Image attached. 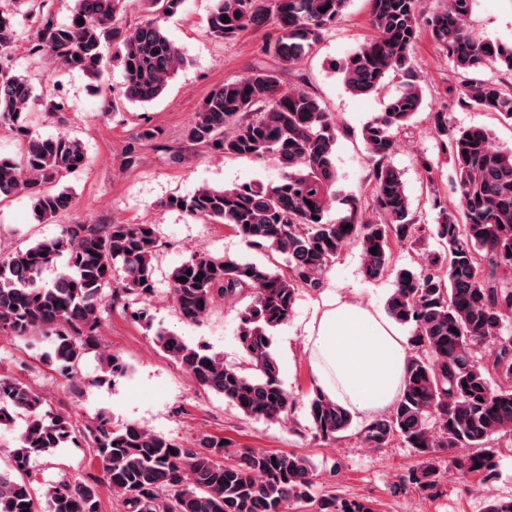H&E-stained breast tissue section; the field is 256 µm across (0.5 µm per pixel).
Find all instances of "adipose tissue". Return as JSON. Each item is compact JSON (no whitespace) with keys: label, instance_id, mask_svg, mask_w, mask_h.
<instances>
[{"label":"adipose tissue","instance_id":"obj_1","mask_svg":"<svg viewBox=\"0 0 512 512\" xmlns=\"http://www.w3.org/2000/svg\"><path fill=\"white\" fill-rule=\"evenodd\" d=\"M304 350L316 390L360 421L370 422L400 394L409 341L375 307L326 294L305 326Z\"/></svg>","mask_w":512,"mask_h":512}]
</instances>
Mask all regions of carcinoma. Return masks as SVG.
I'll use <instances>...</instances> for the list:
<instances>
[{
    "label": "carcinoma",
    "instance_id": "obj_1",
    "mask_svg": "<svg viewBox=\"0 0 512 512\" xmlns=\"http://www.w3.org/2000/svg\"><path fill=\"white\" fill-rule=\"evenodd\" d=\"M183 2L75 0L66 22L32 3L38 18L28 52L45 57L53 68L98 78L110 45L125 99L143 105L159 97L185 64L161 25L162 17L177 13ZM347 4L216 0L206 34L223 41L249 28L271 26L275 37L264 52L277 66L255 65L212 90L186 138L226 157L270 162L280 177L269 185L202 186L189 197L169 198L166 206L232 227L250 249L280 255L284 267L195 254L170 273V296L186 324L204 323L219 300H247L239 311L238 339L249 370L224 363L222 356L188 344L173 331H156V342L198 386L224 397L245 417L277 420L292 409L293 400L278 378L271 331L292 316L298 292L321 290L329 266L346 246L356 244L367 277L395 275L387 313L413 331L401 396L388 415L360 429V442L380 448L398 436L414 449L418 463L395 485L397 492L437 497L450 471L477 476L489 486L509 450L501 439L512 442V337L503 335L512 323V150L495 147L486 129L455 130L448 113H434L436 147L452 165L448 188L459 209L443 205L433 165L422 159L437 210L433 224L418 222L389 159L397 150V133L421 105L422 76L410 63L421 20L462 78L458 104L511 120L512 88L473 74L497 64L512 75V45L474 32L472 0H441L440 9L428 17L423 0H369L375 34L335 63V72L357 96L377 91L392 74L402 73L404 81L384 112L361 130L371 203L349 195L331 219L333 158L341 130L307 78L291 84L284 75L320 43ZM131 11L141 13L133 28L124 21ZM16 37L13 14L0 10V59L10 56ZM36 107L66 125L63 103L35 94L28 80L0 64V127L19 140L17 157H0V197L25 195L43 223L72 209V193L57 185L82 168L87 156L82 143L65 132L48 139L33 136L27 117ZM428 236L439 241L440 250L415 266L395 269L392 246L417 244ZM160 247L152 224L82 223L1 253L0 332L16 338L52 336L48 357L70 383L91 352L104 376L124 375L126 363L99 349L103 312L105 305L119 304L132 317L146 319ZM60 258L65 268L44 281L43 272ZM308 418L310 429L326 441L352 422L345 409L318 393L309 401ZM0 429L17 431L11 467L0 470V512H101L104 489L121 499L125 512H294L307 507L376 512L369 499L319 490L312 464L303 456L241 451L214 435H203L188 448L137 424L114 427L101 416L80 427L71 415L43 408L29 385L3 374ZM79 440L94 449L102 476L91 482L63 477L36 493L28 480L31 463ZM461 447L474 452L452 455ZM228 455L237 460L224 462ZM484 512H512V497L488 495Z\"/></svg>",
    "mask_w": 512,
    "mask_h": 512
}]
</instances>
